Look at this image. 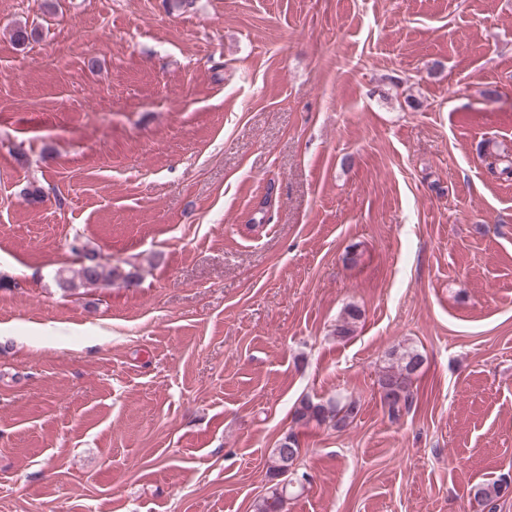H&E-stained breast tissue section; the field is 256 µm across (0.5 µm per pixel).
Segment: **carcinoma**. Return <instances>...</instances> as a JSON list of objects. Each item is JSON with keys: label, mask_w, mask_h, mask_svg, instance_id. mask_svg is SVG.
Returning a JSON list of instances; mask_svg holds the SVG:
<instances>
[{"label": "carcinoma", "mask_w": 512, "mask_h": 512, "mask_svg": "<svg viewBox=\"0 0 512 512\" xmlns=\"http://www.w3.org/2000/svg\"><path fill=\"white\" fill-rule=\"evenodd\" d=\"M114 270H105L104 266L93 259L79 270L82 285H97L99 283H112ZM344 323L336 327V337L347 338L351 332V324L360 317L355 306H348L345 310ZM390 364L379 376L378 385L382 391V402L388 408L389 415L398 417L401 412L411 409L414 401L413 376L423 365L421 353L411 347L394 349L389 353ZM358 412L357 401L354 399L330 398L325 402H313L303 399L295 409V418L309 423L314 421L320 425L325 424L335 430L344 429ZM301 448L295 434L284 436L279 445L273 449L270 459V471L274 476H287L292 473L293 467L299 462ZM505 493L501 483L477 484L471 487L470 495L474 502L483 509L494 512L496 501ZM289 495L288 483L274 484L270 491L260 498L256 505V512H284L286 500Z\"/></svg>", "instance_id": "cac0c4a2"}]
</instances>
